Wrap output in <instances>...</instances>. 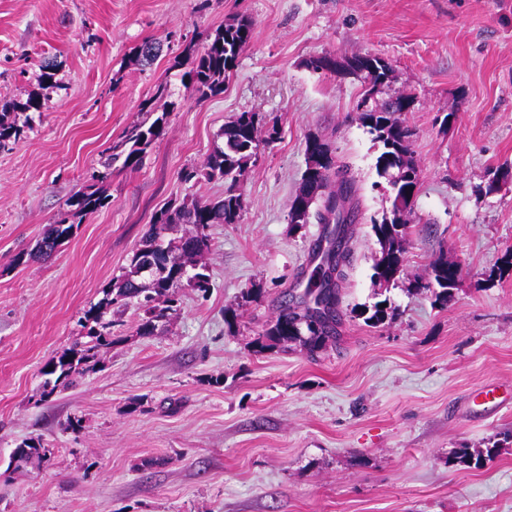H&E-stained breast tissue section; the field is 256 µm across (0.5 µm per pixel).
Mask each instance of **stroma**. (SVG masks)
I'll return each mask as SVG.
<instances>
[{
  "instance_id": "1",
  "label": "stroma",
  "mask_w": 512,
  "mask_h": 512,
  "mask_svg": "<svg viewBox=\"0 0 512 512\" xmlns=\"http://www.w3.org/2000/svg\"><path fill=\"white\" fill-rule=\"evenodd\" d=\"M241 17L250 42L223 93L199 100L185 77L194 51ZM147 40L161 45L149 65L137 56ZM367 54L392 67L372 107L412 101L402 118L420 171L390 283L373 277L372 224L392 198L356 109L362 80L309 65ZM161 83L164 135L138 169H104ZM32 96L39 111L0 146V512H512V441L483 467L448 463L454 448L512 433V276H490L512 248V0H0V101ZM242 112L275 134L240 184L239 222L208 229L209 289L182 288L151 336L137 332L136 303L113 309L99 364L45 396L44 365L81 340L85 311L128 271L155 213L223 196L197 171ZM312 135L360 210L336 341L258 355L323 230L288 221ZM91 185L107 205L35 256ZM438 257L464 268L443 306L414 289ZM380 301L395 319L367 326L362 310ZM26 438L50 458L14 468Z\"/></svg>"
}]
</instances>
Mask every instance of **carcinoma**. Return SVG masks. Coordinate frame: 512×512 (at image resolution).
I'll return each instance as SVG.
<instances>
[{
  "label": "carcinoma",
  "instance_id": "1",
  "mask_svg": "<svg viewBox=\"0 0 512 512\" xmlns=\"http://www.w3.org/2000/svg\"><path fill=\"white\" fill-rule=\"evenodd\" d=\"M251 34V23L239 18L216 29L209 36L207 44L195 54L192 69L187 72L200 99L224 91L226 74L235 67L238 55L249 43ZM38 108L39 103L34 98L1 104L0 145L18 138L21 133L20 127L12 119L13 114ZM167 115L168 112L163 110L152 122L143 121L133 126L121 143V151L109 155L104 167L110 169L119 162L123 169L139 168L145 155L162 135ZM360 119L383 147L378 157L380 172L386 174L396 169L401 174L400 182H390L395 187L390 215L372 224L380 245L374 277L389 283L396 279L404 265L402 239L412 212V207L407 204V194L414 192L418 186L419 169L409 156L411 132L399 114L392 111V104L362 112ZM262 128V119L253 112H242L224 126L219 134L223 145L213 150L201 173L208 181H224L227 184L224 196L191 205L170 204L156 213L143 236L141 247L133 252L129 272L112 282V286L103 291L101 301L86 311L83 328L86 329L87 341L64 349L46 364L48 370L44 374L52 377V380L45 382V386L49 387L46 395L72 386L88 367L100 362L101 351L112 344V321L105 319L112 306L126 305L134 299L141 301L148 318L139 325L138 332L148 336L155 329V322L177 312V294L183 282L201 291L210 284L209 267L198 262V257L209 248L207 228L212 224L239 222L245 199L238 192V186L252 158L256 156L254 148L259 146ZM306 151L321 156L323 161L304 176L302 186L315 184L317 189L322 190L328 187L330 175H336V186L322 196V209L316 211L317 222L331 224L333 228L326 232L327 246H322L320 240L314 243L313 258L323 257L337 247L340 249L342 266L345 267L350 263L351 254L347 247L346 224L349 219L356 217L357 211L353 203L355 188L341 171L334 170L329 148L319 137L308 138ZM106 204L107 197L96 189L73 194L67 201V217L51 225L37 243L36 253L44 258L50 257L60 242L72 234L75 226ZM430 267L432 284L437 287L435 300L446 304L451 296L448 280L454 275H462L463 267L441 257L432 261ZM144 272L149 273V280L138 281L137 277ZM342 279V271L335 280L324 276L317 287L306 289L299 301L282 306L278 315L265 324L254 340L255 352L299 344L313 353L336 341L340 304L338 281ZM500 444L499 440H491L484 448H457L448 457V463L481 467L497 457ZM42 456L44 448L41 443L30 438L14 449L12 462L19 467Z\"/></svg>",
  "mask_w": 512,
  "mask_h": 512
}]
</instances>
